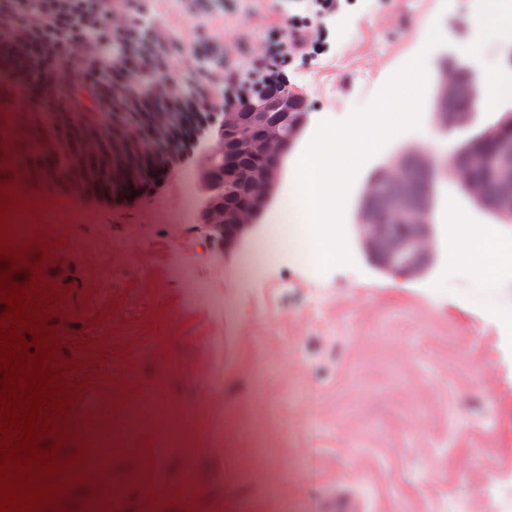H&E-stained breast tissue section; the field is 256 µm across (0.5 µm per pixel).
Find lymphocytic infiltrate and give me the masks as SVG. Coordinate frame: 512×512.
Here are the masks:
<instances>
[{"label": "lymphocytic infiltrate", "instance_id": "obj_1", "mask_svg": "<svg viewBox=\"0 0 512 512\" xmlns=\"http://www.w3.org/2000/svg\"><path fill=\"white\" fill-rule=\"evenodd\" d=\"M264 36L265 51L239 65L209 37L185 47L146 0H0V103L22 106L54 147L61 186L83 180L92 195L112 186V165L150 145L166 166L124 178L121 198L157 190L199 153L212 122L244 101L285 86L295 62L312 63L327 42L307 36L311 19L343 12L351 0H303ZM170 122L158 127L155 113ZM95 153H85L86 141Z\"/></svg>", "mask_w": 512, "mask_h": 512}]
</instances>
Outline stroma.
<instances>
[{"instance_id":"1","label":"stroma","mask_w":512,"mask_h":512,"mask_svg":"<svg viewBox=\"0 0 512 512\" xmlns=\"http://www.w3.org/2000/svg\"><path fill=\"white\" fill-rule=\"evenodd\" d=\"M474 3L355 0L334 20L313 22L329 50L288 72L289 88L303 95L309 139L320 122H345L369 105L426 47L428 25L444 37L429 49L420 129L395 135L354 178L343 217L352 264L324 272L310 253L275 242L260 259L261 276L243 283V251L267 237L269 223L228 252L198 223L160 219L180 208L193 165L127 203L79 200L92 223L56 225L54 237L66 244L44 272L72 286L63 353L97 368L83 389L97 406L76 407V428L92 451L105 435L129 426L135 433V450L110 455L103 478L122 489L117 512H219L227 504L235 512H314L336 490L363 496L367 512H512V328L498 317L512 310V272L479 303L470 271L448 265L457 226L512 243V223L476 207L448 178L435 186L438 255L424 275L378 268L355 232L363 188L400 153L452 156L512 113V98L501 97L469 128L433 122L443 64L512 74V41L477 30ZM152 7L184 46L204 32L255 52L266 27L281 20L277 0ZM186 269L210 298L187 290ZM82 340L91 348L78 350ZM121 383L131 403L156 409L129 419L116 404ZM215 432L223 446L213 445ZM187 477L193 496L149 503Z\"/></svg>"}]
</instances>
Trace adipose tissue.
<instances>
[{
  "label": "adipose tissue",
  "mask_w": 512,
  "mask_h": 512,
  "mask_svg": "<svg viewBox=\"0 0 512 512\" xmlns=\"http://www.w3.org/2000/svg\"><path fill=\"white\" fill-rule=\"evenodd\" d=\"M452 266H468L482 297L491 296L500 284L503 271L512 270V245L489 231L455 234L448 251Z\"/></svg>",
  "instance_id": "adipose-tissue-1"
}]
</instances>
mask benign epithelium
<instances>
[{
  "label": "benign epithelium",
  "mask_w": 512,
  "mask_h": 512,
  "mask_svg": "<svg viewBox=\"0 0 512 512\" xmlns=\"http://www.w3.org/2000/svg\"><path fill=\"white\" fill-rule=\"evenodd\" d=\"M467 84L482 90L485 81L478 71L448 68L438 75L435 90L436 125L447 129L456 123L444 103ZM298 93L283 89L259 101H248L224 119L210 133L207 148L201 154L198 171L203 202L197 215L208 234L224 242L227 250L240 247L249 232L268 213L284 178L288 156L299 142L305 122L293 113L300 108ZM276 112L281 121L268 119ZM422 169L433 175L451 176L480 207L500 220L512 222V179L499 181L497 192L487 194L483 181L462 165L448 167L423 155L412 156ZM378 185L368 184L363 192L360 223L355 225L358 242L365 254L390 272L418 277L437 254V240L429 214L432 194L426 193L406 202L386 197L374 202ZM244 195L246 202L230 208L226 199ZM404 218V231L394 236L390 221L395 214Z\"/></svg>",
  "instance_id": "obj_1"
}]
</instances>
